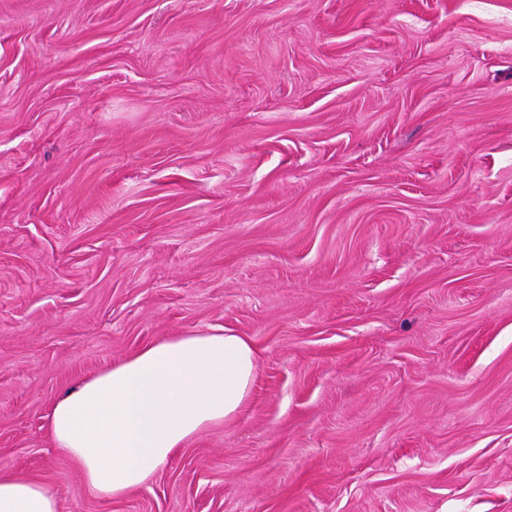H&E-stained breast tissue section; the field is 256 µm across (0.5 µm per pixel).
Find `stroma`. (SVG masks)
<instances>
[{
  "label": "stroma",
  "mask_w": 512,
  "mask_h": 512,
  "mask_svg": "<svg viewBox=\"0 0 512 512\" xmlns=\"http://www.w3.org/2000/svg\"><path fill=\"white\" fill-rule=\"evenodd\" d=\"M222 327L242 417L101 499L62 391ZM59 512H512V0H0V475Z\"/></svg>",
  "instance_id": "35a3bbf8"
}]
</instances>
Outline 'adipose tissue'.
Returning a JSON list of instances; mask_svg holds the SVG:
<instances>
[{
    "label": "adipose tissue",
    "instance_id": "adipose-tissue-1",
    "mask_svg": "<svg viewBox=\"0 0 512 512\" xmlns=\"http://www.w3.org/2000/svg\"><path fill=\"white\" fill-rule=\"evenodd\" d=\"M256 374L253 342L232 331L160 338L57 398L54 445L95 496L125 497L153 482L178 448L235 420ZM0 512H58V503L39 481L6 475Z\"/></svg>",
    "mask_w": 512,
    "mask_h": 512
}]
</instances>
